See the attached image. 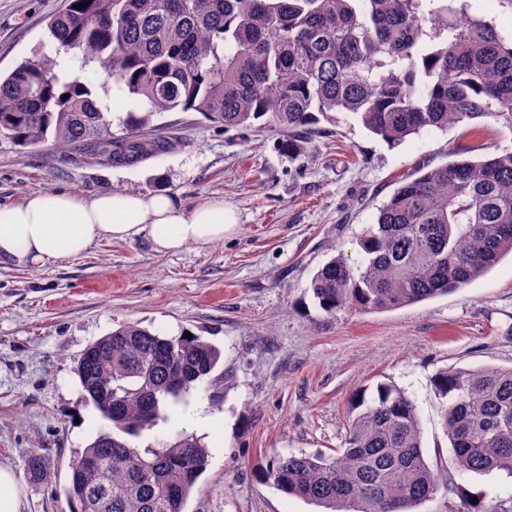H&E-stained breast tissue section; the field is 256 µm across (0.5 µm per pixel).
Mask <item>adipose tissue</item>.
I'll list each match as a JSON object with an SVG mask.
<instances>
[{
	"label": "adipose tissue",
	"mask_w": 512,
	"mask_h": 512,
	"mask_svg": "<svg viewBox=\"0 0 512 512\" xmlns=\"http://www.w3.org/2000/svg\"><path fill=\"white\" fill-rule=\"evenodd\" d=\"M235 224L223 199L185 206L166 189L110 190L89 199L70 193L34 192L0 206V261L41 267L84 254L97 241L150 238L155 251L175 253L207 246Z\"/></svg>",
	"instance_id": "1"
}]
</instances>
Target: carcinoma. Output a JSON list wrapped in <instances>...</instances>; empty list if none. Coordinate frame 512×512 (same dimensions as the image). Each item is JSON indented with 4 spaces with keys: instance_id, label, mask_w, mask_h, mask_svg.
<instances>
[{
    "instance_id": "cac0c4a2",
    "label": "carcinoma",
    "mask_w": 512,
    "mask_h": 512,
    "mask_svg": "<svg viewBox=\"0 0 512 512\" xmlns=\"http://www.w3.org/2000/svg\"><path fill=\"white\" fill-rule=\"evenodd\" d=\"M48 29L49 50L0 76V139L22 150L98 144L112 163L137 164L167 145L141 130L176 110L226 128L264 118L297 156L338 113L390 144L465 120L512 121V39L448 0H67ZM63 51L103 80L62 67ZM99 88L125 110L120 136ZM360 247L357 265L340 253L311 279L330 316L413 305L483 275L512 254V150L416 169ZM221 358L201 336L136 323L83 350L74 373L109 426L73 455L71 512H184L209 447L186 433L146 448L134 440L187 405L199 384L217 387ZM433 385L457 471L512 477V368L444 370ZM346 418L336 454L273 456L263 480L325 512H386L392 500L413 512L438 496L448 512H467L452 475L424 454L418 409L403 389L358 390ZM24 468L32 482L48 479L36 451Z\"/></svg>"
}]
</instances>
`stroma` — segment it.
Masks as SVG:
<instances>
[{
	"mask_svg": "<svg viewBox=\"0 0 512 512\" xmlns=\"http://www.w3.org/2000/svg\"><path fill=\"white\" fill-rule=\"evenodd\" d=\"M64 0H0V71L48 41ZM144 136L165 152L115 166L102 150L0 141V205L36 191L89 198L105 190L177 194L188 206L220 197L238 222L222 242L157 253L149 238L103 240L41 268L0 266V465L19 474L18 512H70L69 462L104 421L73 372L85 347L136 322L169 336H203L223 353V381L200 384L186 407L213 419L210 449L185 512H317L262 480L266 457L343 447L356 391L387 382L415 401L424 450L486 508L512 497L502 472L459 473L433 377L441 370L512 367V255L464 287L384 312L329 316L310 290L337 254L360 258L359 239L400 180L512 149V123L465 121L391 145L337 114L304 155L272 126L224 129L200 113L153 117ZM38 451L47 482L24 478Z\"/></svg>",
	"mask_w": 512,
	"mask_h": 512,
	"instance_id": "stroma-1",
	"label": "stroma"
}]
</instances>
